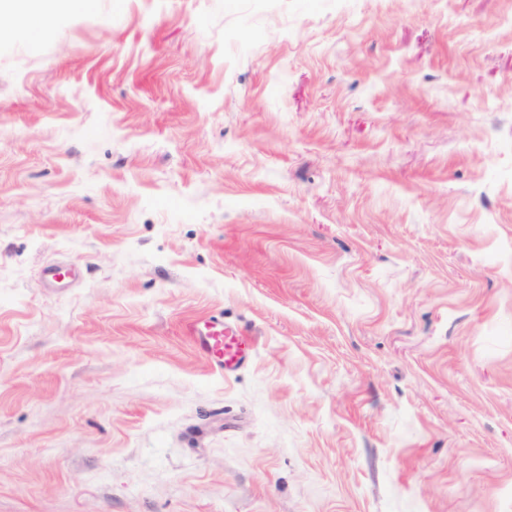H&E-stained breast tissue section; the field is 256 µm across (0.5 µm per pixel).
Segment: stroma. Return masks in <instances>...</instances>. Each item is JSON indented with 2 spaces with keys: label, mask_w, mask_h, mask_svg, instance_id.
Here are the masks:
<instances>
[{
  "label": "stroma",
  "mask_w": 512,
  "mask_h": 512,
  "mask_svg": "<svg viewBox=\"0 0 512 512\" xmlns=\"http://www.w3.org/2000/svg\"><path fill=\"white\" fill-rule=\"evenodd\" d=\"M0 512H512V0L0 39ZM192 322L188 335L199 345L206 354L211 365L221 371L232 372L244 361V346L242 336L236 331L224 327V321L208 318Z\"/></svg>",
  "instance_id": "obj_1"
}]
</instances>
